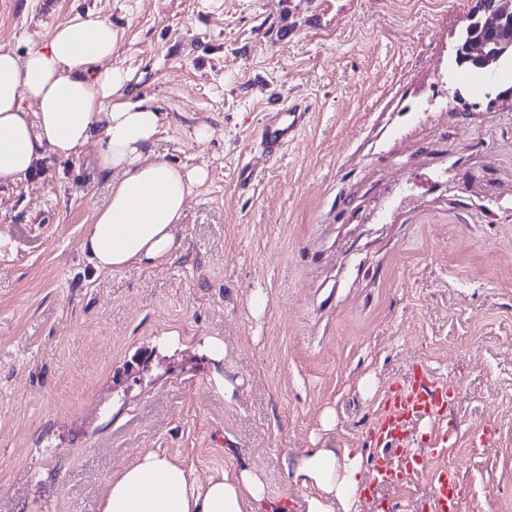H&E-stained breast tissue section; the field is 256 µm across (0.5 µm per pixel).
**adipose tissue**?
<instances>
[{"instance_id":"1","label":"adipose tissue","mask_w":512,"mask_h":512,"mask_svg":"<svg viewBox=\"0 0 512 512\" xmlns=\"http://www.w3.org/2000/svg\"><path fill=\"white\" fill-rule=\"evenodd\" d=\"M116 45L111 24L88 15L52 29L24 55L0 50V182L27 174L44 151L76 154L95 137L104 144L95 162L113 172L112 189L82 242L102 272L170 258L192 189L207 177L202 169L149 159L161 114L127 96V71L105 67ZM28 102L35 113L25 111ZM287 475L308 490L304 512H356L361 453L313 448ZM262 498L254 472L202 480L179 462L146 451L109 482L101 512H250Z\"/></svg>"}]
</instances>
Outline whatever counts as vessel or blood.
Wrapping results in <instances>:
<instances>
[{"label":"vessel or blood","mask_w":512,"mask_h":512,"mask_svg":"<svg viewBox=\"0 0 512 512\" xmlns=\"http://www.w3.org/2000/svg\"><path fill=\"white\" fill-rule=\"evenodd\" d=\"M310 106L297 100L266 112L257 147L265 157H275L296 141L308 122ZM447 382L433 380L429 370L415 369L410 380L383 395L370 430L380 448L364 490L374 495L377 487L396 488L415 477H426L433 512H461V485L456 471L430 466L428 458L443 454L456 437L448 419ZM430 426L428 448H419L414 433Z\"/></svg>","instance_id":"vessel-or-blood-1"}]
</instances>
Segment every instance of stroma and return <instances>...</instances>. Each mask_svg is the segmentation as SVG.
<instances>
[{
	"label": "stroma",
	"instance_id": "35a3bbf8",
	"mask_svg": "<svg viewBox=\"0 0 512 512\" xmlns=\"http://www.w3.org/2000/svg\"><path fill=\"white\" fill-rule=\"evenodd\" d=\"M474 5L0 0L20 54L109 22L111 65L162 116L149 158L209 173L175 255L116 272L81 248L112 187L101 140L0 183V512H98L143 450L203 479L252 470L255 512H303L287 466L354 448L372 469L378 400L418 364L455 394L433 465L457 469L467 512H512V65L490 83L457 67ZM294 99L298 141L252 151Z\"/></svg>",
	"mask_w": 512,
	"mask_h": 512
}]
</instances>
